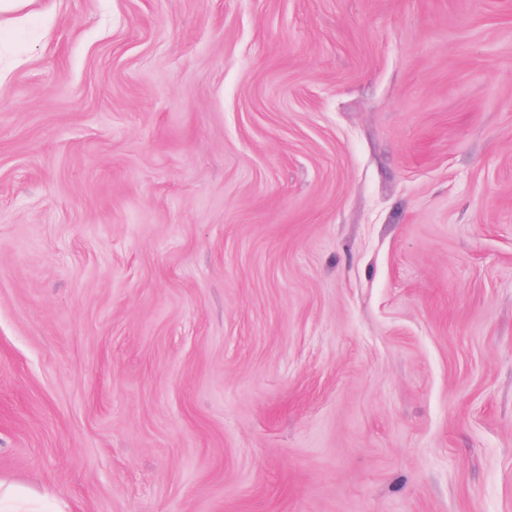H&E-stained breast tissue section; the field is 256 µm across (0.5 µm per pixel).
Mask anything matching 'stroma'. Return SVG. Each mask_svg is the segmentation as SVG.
Masks as SVG:
<instances>
[{
	"mask_svg": "<svg viewBox=\"0 0 512 512\" xmlns=\"http://www.w3.org/2000/svg\"><path fill=\"white\" fill-rule=\"evenodd\" d=\"M27 11L0 482L65 512H512V0Z\"/></svg>",
	"mask_w": 512,
	"mask_h": 512,
	"instance_id": "1",
	"label": "stroma"
}]
</instances>
